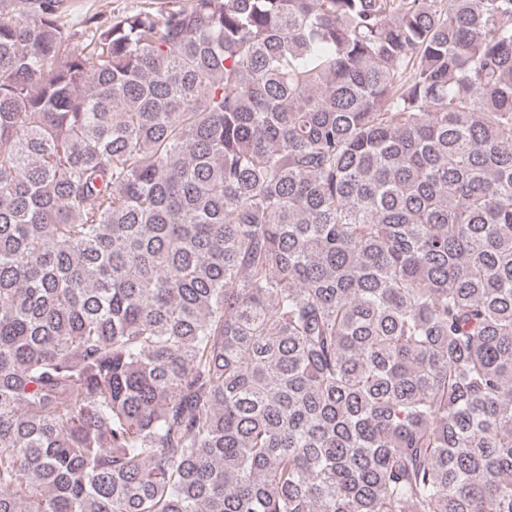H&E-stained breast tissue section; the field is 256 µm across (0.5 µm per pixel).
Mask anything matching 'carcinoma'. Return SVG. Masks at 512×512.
I'll use <instances>...</instances> for the list:
<instances>
[{
	"instance_id": "cac0c4a2",
	"label": "carcinoma",
	"mask_w": 512,
	"mask_h": 512,
	"mask_svg": "<svg viewBox=\"0 0 512 512\" xmlns=\"http://www.w3.org/2000/svg\"><path fill=\"white\" fill-rule=\"evenodd\" d=\"M0 0V512H512V0ZM149 0H66L65 19L76 20L85 14L98 13L104 19L118 13L132 12L145 5Z\"/></svg>"
}]
</instances>
